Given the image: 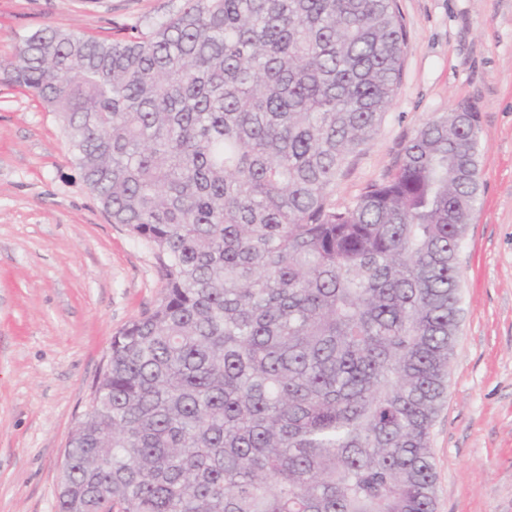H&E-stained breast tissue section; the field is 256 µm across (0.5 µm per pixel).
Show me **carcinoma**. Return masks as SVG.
Masks as SVG:
<instances>
[{"mask_svg":"<svg viewBox=\"0 0 512 512\" xmlns=\"http://www.w3.org/2000/svg\"><path fill=\"white\" fill-rule=\"evenodd\" d=\"M406 49L397 0H182L143 35L45 27L0 60L163 280L112 336L57 512H435L479 112L330 200Z\"/></svg>","mask_w":512,"mask_h":512,"instance_id":"1","label":"carcinoma"}]
</instances>
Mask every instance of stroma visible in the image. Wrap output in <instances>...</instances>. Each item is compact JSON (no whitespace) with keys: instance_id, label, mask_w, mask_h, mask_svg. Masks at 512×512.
I'll list each match as a JSON object with an SVG mask.
<instances>
[{"instance_id":"35a3bbf8","label":"stroma","mask_w":512,"mask_h":512,"mask_svg":"<svg viewBox=\"0 0 512 512\" xmlns=\"http://www.w3.org/2000/svg\"><path fill=\"white\" fill-rule=\"evenodd\" d=\"M397 96L331 192L337 207L394 171L429 120L479 111L480 202L458 252L460 326L431 428L436 512H512V0H398ZM181 0H0V57L52 26L148 32ZM163 294L154 251L112 223L58 119L0 83V512H56L64 450L113 335Z\"/></svg>"}]
</instances>
